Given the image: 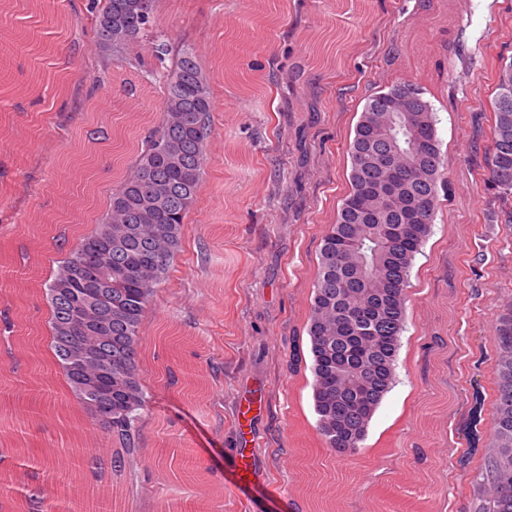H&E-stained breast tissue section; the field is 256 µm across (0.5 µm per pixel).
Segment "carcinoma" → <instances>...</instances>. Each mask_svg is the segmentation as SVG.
Returning <instances> with one entry per match:
<instances>
[{"mask_svg": "<svg viewBox=\"0 0 512 512\" xmlns=\"http://www.w3.org/2000/svg\"><path fill=\"white\" fill-rule=\"evenodd\" d=\"M160 0H85L98 56L89 88L79 82L60 111H93L94 93L129 74L132 95L147 79L159 95L158 123L133 141L93 224H45L40 239L55 256L45 267L42 318L50 358L69 398L109 448L86 466L99 485L129 492L145 458L141 336L157 291L182 251L185 220L202 190L214 134V96L193 47L159 28ZM483 179L496 191L493 216L512 224V62L497 70ZM81 153L112 144V128L79 129ZM348 194L322 236L306 321L317 430L340 457L361 453L369 424L396 381L407 319V287L431 234L439 193L450 190L437 115L422 88L395 80L366 98L349 139ZM17 310L0 304V346L10 344ZM496 358L492 438L470 481L478 512H512V300L493 326ZM9 372L31 376L7 349ZM0 465L23 470L16 492L27 512H74L54 481V463L0 448Z\"/></svg>", "mask_w": 512, "mask_h": 512, "instance_id": "obj_1", "label": "carcinoma"}]
</instances>
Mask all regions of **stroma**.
<instances>
[{"instance_id": "35a3bbf8", "label": "stroma", "mask_w": 512, "mask_h": 512, "mask_svg": "<svg viewBox=\"0 0 512 512\" xmlns=\"http://www.w3.org/2000/svg\"><path fill=\"white\" fill-rule=\"evenodd\" d=\"M83 3L59 16L51 0H0V31L68 43ZM160 27L201 59L214 139L182 251L143 328V437L158 457L139 464L125 512H178L204 484L217 493L208 512H326L333 486L337 512H475L453 451L489 444L492 325L512 299V224L491 222L480 170L496 70L512 61V0H163ZM295 65L305 80L289 81ZM84 74L80 62L0 45V214L17 224L40 213L90 221L84 186L101 163L65 165L75 143L56 120ZM398 78L423 87L437 113L451 191L410 273L396 383L349 460L321 449L305 324L318 245L348 192L349 137L366 97ZM98 98L113 127L151 128L156 98L109 87ZM294 336L303 361L290 375L279 361ZM170 365L183 385L163 384ZM254 391L265 402L253 453L267 494L224 486L241 442L235 409ZM61 392L59 373L20 382L0 367V442L53 449L68 466L84 446L76 406L48 414ZM186 444L196 480L178 469Z\"/></svg>"}]
</instances>
